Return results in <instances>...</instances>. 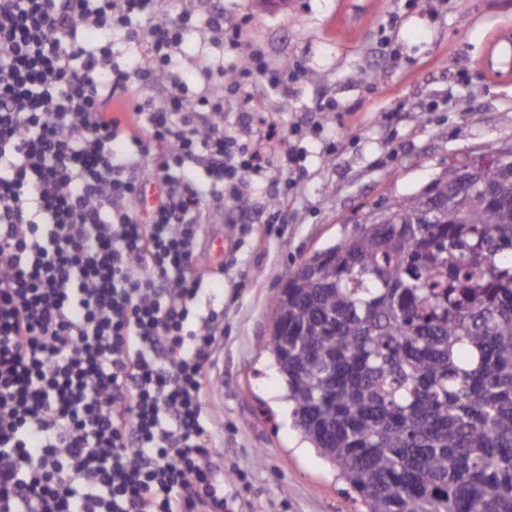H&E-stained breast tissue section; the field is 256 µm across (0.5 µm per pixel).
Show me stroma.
<instances>
[{"instance_id":"stroma-1","label":"stroma","mask_w":512,"mask_h":512,"mask_svg":"<svg viewBox=\"0 0 512 512\" xmlns=\"http://www.w3.org/2000/svg\"><path fill=\"white\" fill-rule=\"evenodd\" d=\"M252 40L294 66L289 102L261 95L282 135L304 113L320 126L297 140L303 168L287 221L233 224L245 208H272L267 190L228 199L209 217L235 261L204 253L223 273L208 279L205 306L223 308L224 341L209 406L224 419L227 512H353L335 470L295 427L284 384L262 344L277 296L299 266L353 235L374 204L422 189L443 167L512 146V74L487 61L491 41L512 31V0H223ZM211 0H195L197 30L177 55L196 84L200 29Z\"/></svg>"}]
</instances>
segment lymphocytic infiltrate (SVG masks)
Here are the masks:
<instances>
[{"mask_svg": "<svg viewBox=\"0 0 512 512\" xmlns=\"http://www.w3.org/2000/svg\"><path fill=\"white\" fill-rule=\"evenodd\" d=\"M159 11L0 0V512H224L202 211L259 184L287 199L299 154L254 101L294 74L219 11L249 65L201 50L190 90L173 68L193 14ZM116 36L141 62H115ZM163 72L161 101L137 97Z\"/></svg>", "mask_w": 512, "mask_h": 512, "instance_id": "1", "label": "lymphocytic infiltrate"}]
</instances>
